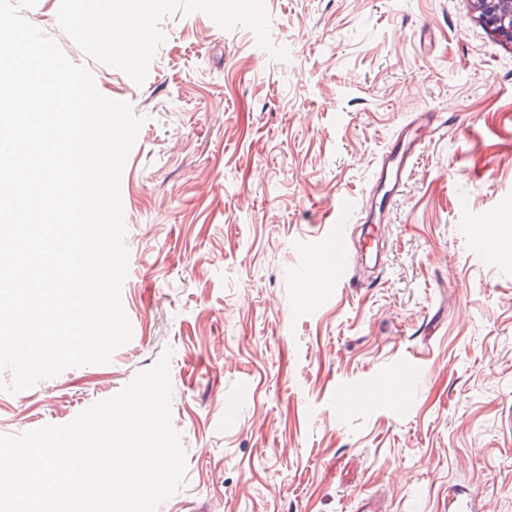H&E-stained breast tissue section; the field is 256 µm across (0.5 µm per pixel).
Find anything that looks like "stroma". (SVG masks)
Wrapping results in <instances>:
<instances>
[{
	"mask_svg": "<svg viewBox=\"0 0 512 512\" xmlns=\"http://www.w3.org/2000/svg\"><path fill=\"white\" fill-rule=\"evenodd\" d=\"M249 3L24 10L144 118L122 173L132 338L17 393L0 372V435L67 424L166 354L186 473L157 512H354L371 493L449 512L455 489L512 512V44L470 0H266L258 26ZM425 111L441 130L418 129L362 258L376 161ZM341 207L344 282L306 256ZM401 373L406 411L357 403Z\"/></svg>",
	"mask_w": 512,
	"mask_h": 512,
	"instance_id": "35a3bbf8",
	"label": "stroma"
}]
</instances>
